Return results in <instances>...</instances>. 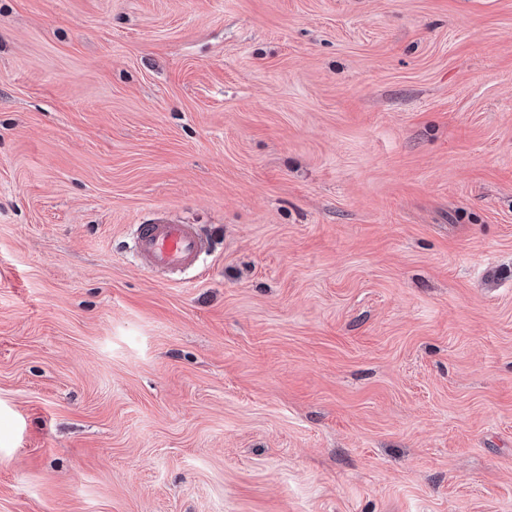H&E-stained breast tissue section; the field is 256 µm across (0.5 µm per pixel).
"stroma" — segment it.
Masks as SVG:
<instances>
[{
    "instance_id": "35a3bbf8",
    "label": "stroma",
    "mask_w": 512,
    "mask_h": 512,
    "mask_svg": "<svg viewBox=\"0 0 512 512\" xmlns=\"http://www.w3.org/2000/svg\"><path fill=\"white\" fill-rule=\"evenodd\" d=\"M0 512H512V0H0ZM208 251L197 225L157 215L137 224L133 252L142 267L171 275L185 273Z\"/></svg>"
}]
</instances>
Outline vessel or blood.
Listing matches in <instances>:
<instances>
[{"label": "vessel or blood", "instance_id": "vessel-or-blood-1", "mask_svg": "<svg viewBox=\"0 0 512 512\" xmlns=\"http://www.w3.org/2000/svg\"><path fill=\"white\" fill-rule=\"evenodd\" d=\"M207 250L208 244L197 225L164 215L137 225L134 232L133 252L141 266L153 272H187Z\"/></svg>", "mask_w": 512, "mask_h": 512}]
</instances>
